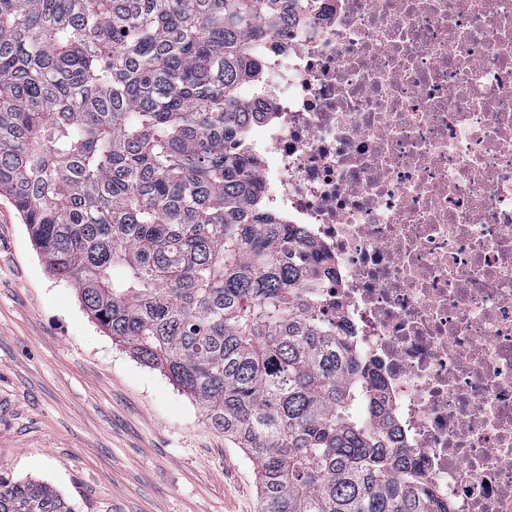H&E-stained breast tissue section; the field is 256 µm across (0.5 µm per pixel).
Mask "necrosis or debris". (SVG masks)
Instances as JSON below:
<instances>
[{"instance_id":"obj_1","label":"necrosis or debris","mask_w":512,"mask_h":512,"mask_svg":"<svg viewBox=\"0 0 512 512\" xmlns=\"http://www.w3.org/2000/svg\"><path fill=\"white\" fill-rule=\"evenodd\" d=\"M247 153L452 512H512V0H296Z\"/></svg>"}]
</instances>
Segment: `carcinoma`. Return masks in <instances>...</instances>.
<instances>
[{
	"mask_svg": "<svg viewBox=\"0 0 512 512\" xmlns=\"http://www.w3.org/2000/svg\"><path fill=\"white\" fill-rule=\"evenodd\" d=\"M291 0H0V196L105 333L257 468L259 512H451L265 208L255 47ZM0 512H73L0 481Z\"/></svg>",
	"mask_w": 512,
	"mask_h": 512,
	"instance_id": "obj_1",
	"label": "carcinoma"
}]
</instances>
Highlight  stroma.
Instances as JSON below:
<instances>
[{
    "instance_id": "obj_1",
    "label": "stroma",
    "mask_w": 512,
    "mask_h": 512,
    "mask_svg": "<svg viewBox=\"0 0 512 512\" xmlns=\"http://www.w3.org/2000/svg\"><path fill=\"white\" fill-rule=\"evenodd\" d=\"M0 477L74 512H258L255 467L159 369L113 341L0 197Z\"/></svg>"
}]
</instances>
